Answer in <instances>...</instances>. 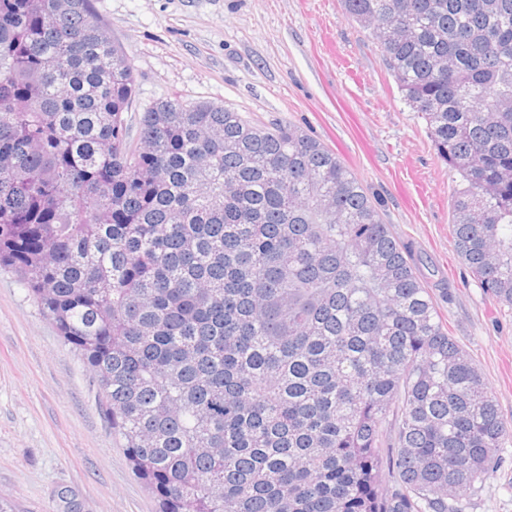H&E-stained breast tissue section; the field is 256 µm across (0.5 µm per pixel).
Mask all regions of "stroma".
Wrapping results in <instances>:
<instances>
[{"instance_id": "35a3bbf8", "label": "stroma", "mask_w": 512, "mask_h": 512, "mask_svg": "<svg viewBox=\"0 0 512 512\" xmlns=\"http://www.w3.org/2000/svg\"><path fill=\"white\" fill-rule=\"evenodd\" d=\"M134 69L131 137L146 106L209 101L260 126L292 123L330 149L412 246L448 332L512 419V308L456 251L459 183L405 104L369 30L342 0H94ZM462 512H512V438ZM0 506L7 512H156L98 406L90 365L17 274L0 269Z\"/></svg>"}]
</instances>
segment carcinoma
Masks as SVG:
<instances>
[{"label": "carcinoma", "mask_w": 512, "mask_h": 512, "mask_svg": "<svg viewBox=\"0 0 512 512\" xmlns=\"http://www.w3.org/2000/svg\"><path fill=\"white\" fill-rule=\"evenodd\" d=\"M512 308V0H343ZM135 77L93 0H0V267L91 366L159 512H461L512 437L407 247L295 125ZM388 440L391 454L381 452Z\"/></svg>", "instance_id": "1"}]
</instances>
